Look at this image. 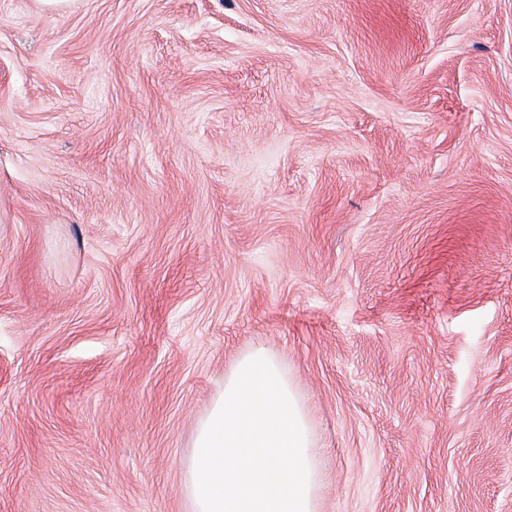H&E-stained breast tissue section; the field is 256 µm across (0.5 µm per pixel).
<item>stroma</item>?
<instances>
[{
  "label": "stroma",
  "instance_id": "1",
  "mask_svg": "<svg viewBox=\"0 0 512 512\" xmlns=\"http://www.w3.org/2000/svg\"><path fill=\"white\" fill-rule=\"evenodd\" d=\"M258 345L322 512H512V0H0V512H189Z\"/></svg>",
  "mask_w": 512,
  "mask_h": 512
}]
</instances>
